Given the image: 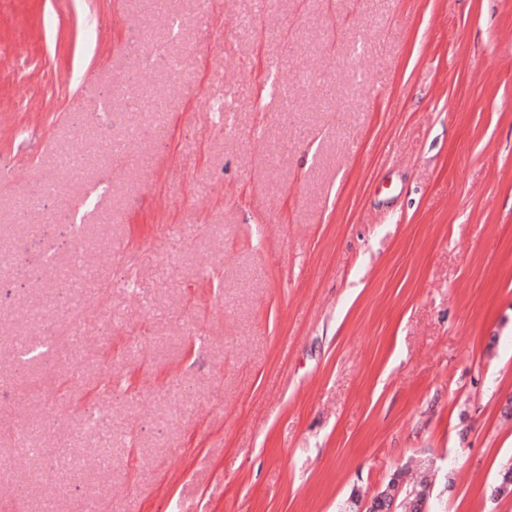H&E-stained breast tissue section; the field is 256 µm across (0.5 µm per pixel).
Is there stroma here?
Segmentation results:
<instances>
[{
    "mask_svg": "<svg viewBox=\"0 0 512 512\" xmlns=\"http://www.w3.org/2000/svg\"><path fill=\"white\" fill-rule=\"evenodd\" d=\"M148 38L179 95L132 162L15 223ZM0 240V512H370L421 464V512H512V0H0Z\"/></svg>",
    "mask_w": 512,
    "mask_h": 512,
    "instance_id": "obj_1",
    "label": "stroma"
}]
</instances>
